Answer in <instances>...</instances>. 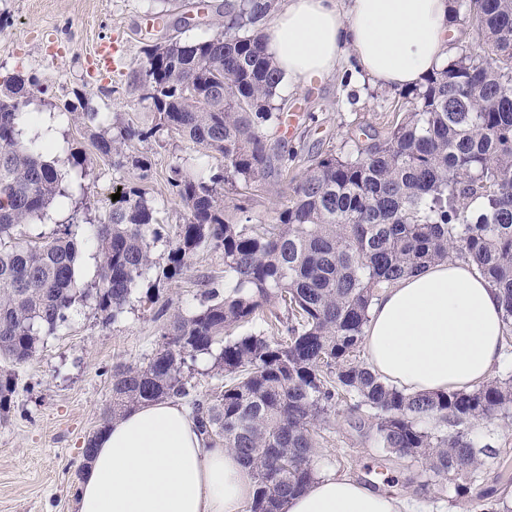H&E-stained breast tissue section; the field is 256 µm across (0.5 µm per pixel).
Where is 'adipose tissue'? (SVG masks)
Instances as JSON below:
<instances>
[{"label":"adipose tissue","mask_w":512,"mask_h":512,"mask_svg":"<svg viewBox=\"0 0 512 512\" xmlns=\"http://www.w3.org/2000/svg\"><path fill=\"white\" fill-rule=\"evenodd\" d=\"M451 0H282L266 51L297 89L336 75L352 54L358 75L410 89L453 55ZM499 290L458 260L385 288L369 312L365 347L386 381L410 392L467 390L505 360ZM249 469L199 435L180 401L148 402L97 439L77 512H246ZM283 512H415L408 498L346 475H319Z\"/></svg>","instance_id":"ef3b65f1"}]
</instances>
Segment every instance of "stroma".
<instances>
[{
    "label": "stroma",
    "mask_w": 512,
    "mask_h": 512,
    "mask_svg": "<svg viewBox=\"0 0 512 512\" xmlns=\"http://www.w3.org/2000/svg\"><path fill=\"white\" fill-rule=\"evenodd\" d=\"M159 0H0V79L13 74L35 75L43 89L25 109L49 118L24 128L23 138L46 132L54 142L50 159L68 175L67 155L78 148L93 162L84 190L72 199L54 200L41 221L16 228L22 240L52 236L70 222L73 203L86 199L91 223L103 222L112 196L124 186L140 183L132 167L115 169L91 140L78 113L66 111L74 91L82 90L112 123L153 126L155 114L131 95L127 82L144 58L147 44L164 40L177 22L170 16L150 25ZM352 57L339 73L308 89L281 91L280 99L307 98L312 117L289 143L301 155L350 149L358 127L387 128L402 100L397 90L351 79ZM134 155L151 160L153 177L144 184L168 237H176L186 212L167 182L172 166L190 170L215 166L216 161L193 144L160 134L136 143ZM91 223L77 229L85 245L77 277L86 286L98 281V257L88 239ZM224 285V257L202 249L176 278L137 288L123 318L103 324L94 301L74 308L68 323L46 337L26 363L14 366L16 391L9 413L0 415V512H76L77 483L85 438L96 431L109 405L111 370L123 362L142 365L164 343L163 326L174 312L189 313L200 302L202 280ZM318 470L336 472L369 486L397 491L414 499L421 512H478V500H491L492 487L503 467L512 468V426L500 420L471 425L476 446L494 448L483 478L469 494L456 496L453 486L425 484L421 463L379 448L368 428L360 425L348 405L341 404L321 426Z\"/></svg>",
    "instance_id": "35a3bbf8"
}]
</instances>
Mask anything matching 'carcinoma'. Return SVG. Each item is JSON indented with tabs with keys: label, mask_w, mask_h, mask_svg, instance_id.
<instances>
[{
	"label": "carcinoma",
	"mask_w": 512,
	"mask_h": 512,
	"mask_svg": "<svg viewBox=\"0 0 512 512\" xmlns=\"http://www.w3.org/2000/svg\"><path fill=\"white\" fill-rule=\"evenodd\" d=\"M455 2L456 22L468 26L472 11L480 14L482 49L460 45L446 67L402 93L409 108L383 132L355 140L345 154L308 159L269 223L254 220L245 195L299 158L282 130L296 105H275L281 73L265 51L277 0H224L214 6L224 31L146 46L128 87L158 122L93 139L113 167L138 169L143 183L151 163L128 149L160 132L220 162L198 173L171 167L168 183L187 220L168 241L156 279H174L212 248L224 253V290L203 281L199 307L169 316L165 342L146 365L112 367L102 428L145 402L188 397L185 368L208 355L224 371V391L193 399L192 409L205 440L250 469L247 512H282L288 494L317 476L318 427L342 402L367 417L379 447L423 461L426 483L452 484L463 496L479 481L488 453L466 429L512 420V377L411 394L360 358L379 291L450 258L473 262L500 289L505 338L512 337V0ZM33 89L39 81L21 75L0 84V359L14 365L90 296L103 323L122 316L134 287L157 268L152 249L164 239L146 189L134 186L93 225L100 265L92 291L77 279L83 240L72 225L17 240L18 226L70 198L45 147L22 138L20 121L34 117L20 104ZM67 107L100 121L81 91ZM70 163L86 179L90 158L75 151ZM273 302L287 312V339L235 334ZM14 393V373L0 371L1 414Z\"/></svg>",
	"instance_id": "1"
}]
</instances>
